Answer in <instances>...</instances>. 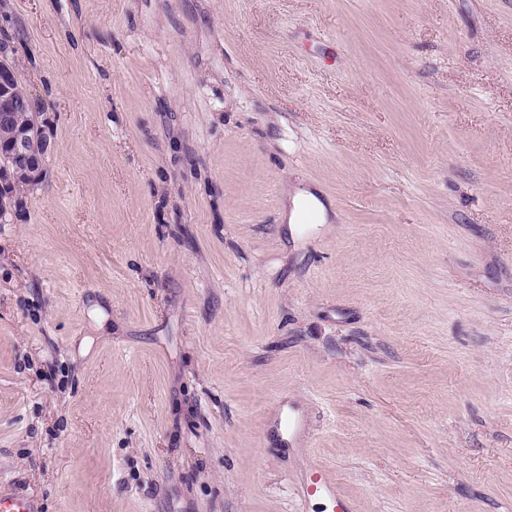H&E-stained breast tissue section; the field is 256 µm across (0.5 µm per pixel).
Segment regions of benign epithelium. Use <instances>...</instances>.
<instances>
[{"label": "benign epithelium", "mask_w": 512, "mask_h": 512, "mask_svg": "<svg viewBox=\"0 0 512 512\" xmlns=\"http://www.w3.org/2000/svg\"><path fill=\"white\" fill-rule=\"evenodd\" d=\"M19 82L15 66L0 68V147L16 159V172L10 180L37 179L42 175L41 158L52 147L50 136L38 140L29 127L17 122L16 113L28 110L34 95L17 97Z\"/></svg>", "instance_id": "benign-epithelium-1"}]
</instances>
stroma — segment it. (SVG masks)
<instances>
[{
    "label": "stroma",
    "instance_id": "stroma-1",
    "mask_svg": "<svg viewBox=\"0 0 512 512\" xmlns=\"http://www.w3.org/2000/svg\"><path fill=\"white\" fill-rule=\"evenodd\" d=\"M0 494L512 512V0H11ZM320 189L337 219L282 214ZM18 82V73L13 64L0 68V149L3 146V149L8 150L17 162L16 172L11 174L10 181L0 182L2 192L9 189V183H13V180L39 178L42 175V155L49 153L52 147L48 134L39 141L31 133L29 127L17 122L16 113L19 112L18 116L21 121L34 124L39 121L38 118L43 108L41 101L37 97L34 98L35 96L31 93L26 97H17L27 93L26 89ZM17 83L16 96L14 86ZM32 100L33 105L28 110ZM42 178L15 183L11 191L23 196L25 191L34 190L42 182ZM305 495H319L328 498L339 510L338 512H357L350 502L336 497V485L326 482L316 469H311V474L305 485Z\"/></svg>",
    "mask_w": 512,
    "mask_h": 512
}]
</instances>
